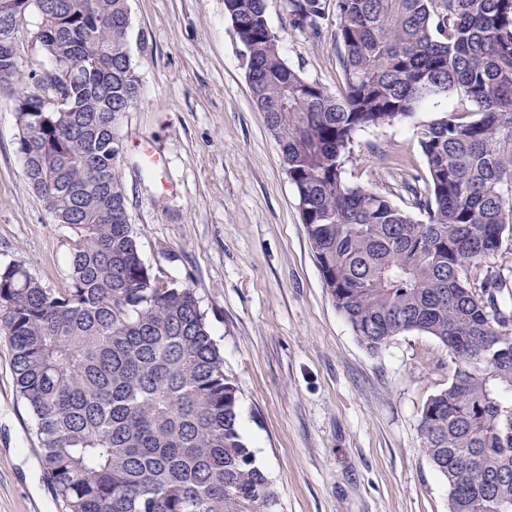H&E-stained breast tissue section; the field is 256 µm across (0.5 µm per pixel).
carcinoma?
<instances>
[{
  "label": "carcinoma",
  "instance_id": "obj_1",
  "mask_svg": "<svg viewBox=\"0 0 512 512\" xmlns=\"http://www.w3.org/2000/svg\"><path fill=\"white\" fill-rule=\"evenodd\" d=\"M286 3L314 39L335 14L340 95L282 56L267 0H224V13L324 285L370 350L406 331L446 348L451 381L419 423L425 455L448 512H512V284L489 265L512 239V0ZM31 9L38 61L24 72L6 23ZM129 36L128 0H0L16 150L70 230L65 287L0 265L16 391L66 512H279L195 289L152 272L130 223L114 153L140 90ZM67 70L75 78L57 81ZM448 94L461 108L416 129L419 215L346 180L358 132Z\"/></svg>",
  "mask_w": 512,
  "mask_h": 512
}]
</instances>
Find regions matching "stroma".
Instances as JSON below:
<instances>
[{
	"instance_id": "obj_1",
	"label": "stroma",
	"mask_w": 512,
	"mask_h": 512,
	"mask_svg": "<svg viewBox=\"0 0 512 512\" xmlns=\"http://www.w3.org/2000/svg\"><path fill=\"white\" fill-rule=\"evenodd\" d=\"M129 5L140 80L120 129L130 222L146 265L195 288L239 387L241 434L281 512H448L418 432L425 402L451 378L446 349L412 331L372 352L338 313L279 147L252 108L224 0ZM268 18L289 64L338 91L333 28L306 38L285 0H268ZM456 105L440 96L405 122L360 132L346 179L411 210L408 188L426 174L416 128ZM17 134L14 99L0 91V264L23 261L59 288L70 232L28 184ZM0 512H65L1 338Z\"/></svg>"
}]
</instances>
